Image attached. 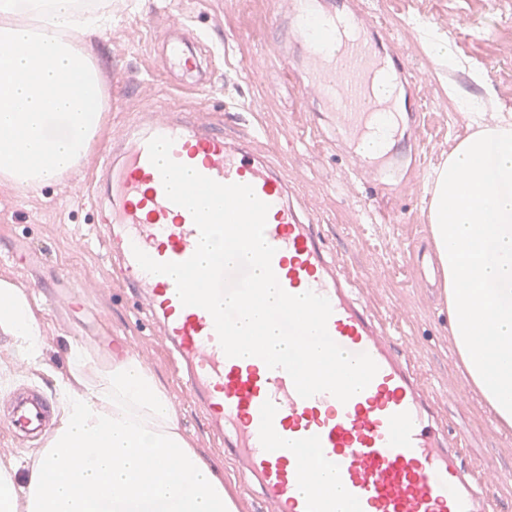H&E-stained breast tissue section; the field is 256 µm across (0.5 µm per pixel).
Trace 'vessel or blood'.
Returning <instances> with one entry per match:
<instances>
[{
  "label": "vessel or blood",
  "mask_w": 512,
  "mask_h": 512,
  "mask_svg": "<svg viewBox=\"0 0 512 512\" xmlns=\"http://www.w3.org/2000/svg\"><path fill=\"white\" fill-rule=\"evenodd\" d=\"M289 31L304 51L309 89L332 116L337 138L348 141L365 165L378 166L370 143L381 119L421 110L409 64L387 32L351 11L318 15L300 4L289 16ZM200 41L190 30L170 41V68L200 71ZM387 75L405 88L404 96H375ZM156 136L173 139L174 161L222 184L251 185L268 204L265 239L276 249L272 269L280 286L293 295L311 290L328 298L331 338L348 353H368L379 367L366 389L345 403L328 393L300 397L286 371L257 357H227L210 313L182 305L171 277L140 267L134 249L158 262H182L199 239L191 213L167 198L149 160L148 142ZM128 137L122 160L106 153L99 160L109 175L107 206L118 226L106 249L123 262L129 288L160 323L190 397L225 433L241 485L255 483L273 512H335L339 498L351 512H490L496 482L469 473L459 449L446 446L433 425L432 391L397 339L384 335L353 294L314 221L290 202L279 170L248 143L199 129L186 117L152 121ZM51 411V401L40 394L17 396L6 424L19 434H42L51 427ZM315 457L335 475L334 489L309 490Z\"/></svg>",
  "instance_id": "b4317fda"
}]
</instances>
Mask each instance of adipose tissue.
<instances>
[{"instance_id":"adipose-tissue-1","label":"adipose tissue","mask_w":512,"mask_h":512,"mask_svg":"<svg viewBox=\"0 0 512 512\" xmlns=\"http://www.w3.org/2000/svg\"><path fill=\"white\" fill-rule=\"evenodd\" d=\"M432 183L429 220L455 350L497 421L512 427V127L461 141ZM0 331L43 368L33 303L5 282ZM66 359L46 447L24 471L0 464V512H236L223 469L194 448L168 390L136 354L101 364L74 344Z\"/></svg>"}]
</instances>
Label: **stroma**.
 Returning a JSON list of instances; mask_svg holds the SVG:
<instances>
[{
  "label": "stroma",
  "mask_w": 512,
  "mask_h": 512,
  "mask_svg": "<svg viewBox=\"0 0 512 512\" xmlns=\"http://www.w3.org/2000/svg\"><path fill=\"white\" fill-rule=\"evenodd\" d=\"M370 13L387 29L412 67L423 110L417 167L399 181L353 174L345 150L317 136L319 103L308 96L306 62L288 48L281 65L275 38L285 0H95L105 18L100 30L83 33L105 90L103 128L86 158L55 181L27 189L0 181V280L24 289L44 326L45 358L65 370L69 344L87 346L100 363L130 350L167 386L180 423L196 448L221 462L224 484L238 512H268L243 493L224 450L213 441L198 404L171 369L158 326L125 287L116 263L98 239L102 191L91 175L104 150L120 155L127 128L179 113L195 123L251 137L256 152L280 167L292 200L318 220L327 251L350 274L371 312L433 390L447 429L465 464L504 481L492 512H512V430L498 425L479 390L470 385L448 324L443 276L428 218L430 174L456 145L475 133L460 103L485 104L487 123L512 114V0H315ZM203 36L205 75L197 86L178 74L163 77L161 41L176 38L174 21ZM440 33L461 67L426 55L415 22ZM486 80L471 78L472 68ZM452 83L457 100L448 99ZM53 395L44 371L16 355L0 332V406L12 393Z\"/></svg>",
  "instance_id": "35a3bbf8"
}]
</instances>
